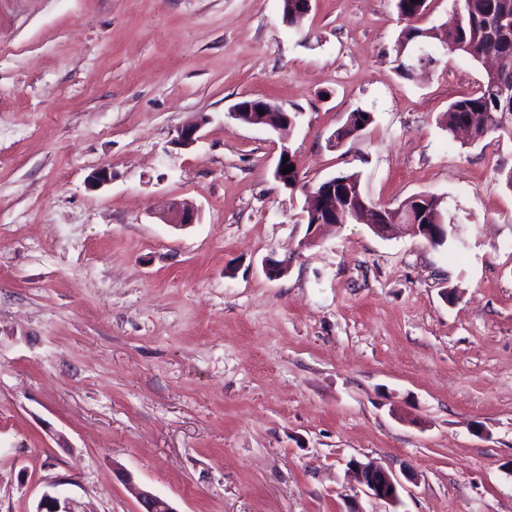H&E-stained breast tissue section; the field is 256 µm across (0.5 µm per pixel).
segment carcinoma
Wrapping results in <instances>:
<instances>
[{
	"label": "carcinoma",
	"mask_w": 512,
	"mask_h": 512,
	"mask_svg": "<svg viewBox=\"0 0 512 512\" xmlns=\"http://www.w3.org/2000/svg\"><path fill=\"white\" fill-rule=\"evenodd\" d=\"M428 0H396L399 19L405 22L396 42L398 69L406 72L404 58L411 57L429 40L440 41L446 49L458 52L473 61L495 58L502 65L486 72L479 88L472 94L448 105L439 116V125L451 138H456L458 128L475 118L469 141L478 143L495 132H504V123L512 125V98L501 93L502 85L512 84V0H452L448 19L439 26L421 28L415 25L427 10ZM374 122L373 113L357 107L348 112L342 128L336 132V141L362 134ZM347 194L358 196L368 203L358 218L368 223L373 218L376 204L364 195L361 173L345 171L336 175ZM436 203L427 207L423 222L442 223V197L432 196Z\"/></svg>",
	"instance_id": "1"
}]
</instances>
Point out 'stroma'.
I'll return each instance as SVG.
<instances>
[{
	"label": "stroma",
	"instance_id": "stroma-1",
	"mask_svg": "<svg viewBox=\"0 0 512 512\" xmlns=\"http://www.w3.org/2000/svg\"><path fill=\"white\" fill-rule=\"evenodd\" d=\"M281 5L0 0V512L51 484L83 512H138L135 485L176 512H387L353 458L413 473L398 512H512V136L438 125L484 69L440 48L400 74L395 0L298 27ZM244 95L295 113L288 138L231 119ZM346 169L383 207L444 197L464 249L359 223L308 244L304 186ZM173 201L200 222L163 223ZM374 121L372 112L360 107L348 112L342 128L336 132V146L344 139L354 138L362 134Z\"/></svg>",
	"mask_w": 512,
	"mask_h": 512
}]
</instances>
